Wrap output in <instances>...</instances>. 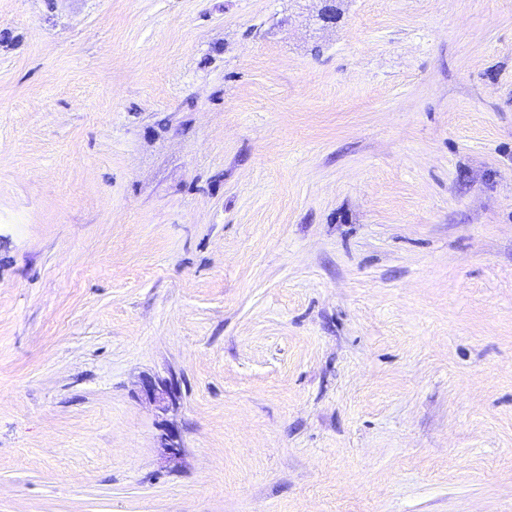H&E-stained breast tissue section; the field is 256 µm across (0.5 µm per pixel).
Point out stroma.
Segmentation results:
<instances>
[{
    "mask_svg": "<svg viewBox=\"0 0 512 512\" xmlns=\"http://www.w3.org/2000/svg\"><path fill=\"white\" fill-rule=\"evenodd\" d=\"M0 512H512V0H0ZM144 391L149 398L159 403V409L163 411L169 407V404L173 403L176 397L172 384L166 382L155 384L148 381L144 385Z\"/></svg>",
    "mask_w": 512,
    "mask_h": 512,
    "instance_id": "stroma-1",
    "label": "stroma"
}]
</instances>
